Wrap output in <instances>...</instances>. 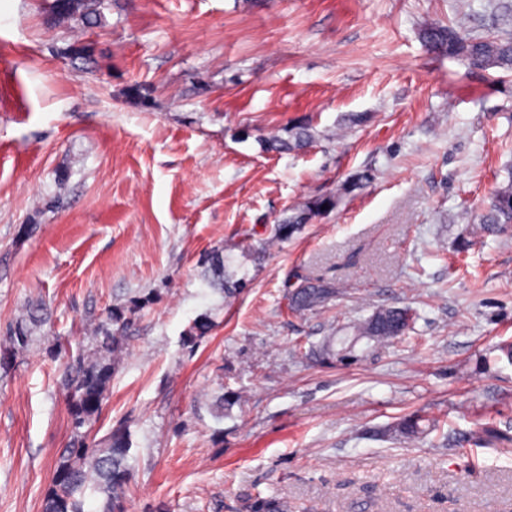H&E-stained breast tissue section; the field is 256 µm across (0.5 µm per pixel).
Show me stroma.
Listing matches in <instances>:
<instances>
[{
    "instance_id": "stroma-1",
    "label": "stroma",
    "mask_w": 512,
    "mask_h": 512,
    "mask_svg": "<svg viewBox=\"0 0 512 512\" xmlns=\"http://www.w3.org/2000/svg\"><path fill=\"white\" fill-rule=\"evenodd\" d=\"M50 3L0 0V338L52 311L0 365V512H43L72 440L51 337L111 310L90 437L127 431L130 512H512V238L455 251L512 167V71L421 39L512 31V0H105L97 28ZM296 121L313 146L266 150ZM301 277L327 308L291 312ZM379 304L415 310L405 340L306 359ZM289 309L308 313L324 309L336 296V285L323 279L300 278V283L290 289ZM47 320V309L43 303H35L30 305L27 311V319L25 322L18 323L7 336L9 347H24L29 343L33 326H40Z\"/></svg>"
}]
</instances>
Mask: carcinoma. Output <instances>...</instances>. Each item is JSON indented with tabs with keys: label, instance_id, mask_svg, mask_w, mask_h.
Here are the masks:
<instances>
[{
	"label": "carcinoma",
	"instance_id": "1",
	"mask_svg": "<svg viewBox=\"0 0 512 512\" xmlns=\"http://www.w3.org/2000/svg\"><path fill=\"white\" fill-rule=\"evenodd\" d=\"M54 20L65 23L79 20L87 27H100L104 21L102 0H70L61 10L53 11ZM423 39L432 48L481 69L512 70V33L475 35L462 26L431 24L423 31ZM318 138L309 123L291 124L284 135L266 142V149L285 151L302 149ZM479 231L489 235H512V180L493 194ZM336 297V285L323 279L300 278L289 291V309L308 313L324 309ZM47 309L42 303L30 305L27 319L18 323L7 337L9 347L29 343L32 328L45 323ZM413 320L410 309L376 305L372 313L353 326L354 336H331L311 355L320 361L344 360L353 356L355 345L364 340L367 348L384 347L405 336ZM125 329L124 320L108 314L92 338L89 355L71 359L63 375L74 442L62 450L53 484L44 501V512H85L84 493L91 489L103 495L97 512H127L126 489L131 480L127 465L129 442L126 431L118 428L103 443L89 440V429L96 422L114 364L112 353L118 347ZM422 417L409 416L390 429L403 439H415L425 433ZM247 512H291L288 502L256 496Z\"/></svg>",
	"mask_w": 512,
	"mask_h": 512
}]
</instances>
